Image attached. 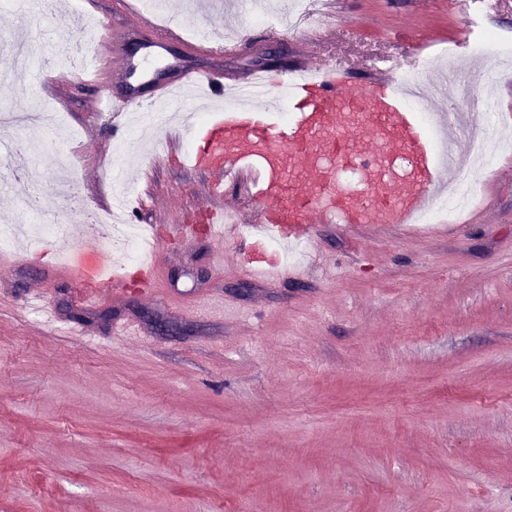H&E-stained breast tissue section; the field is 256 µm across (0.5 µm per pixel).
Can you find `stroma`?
<instances>
[{
    "instance_id": "stroma-1",
    "label": "stroma",
    "mask_w": 512,
    "mask_h": 512,
    "mask_svg": "<svg viewBox=\"0 0 512 512\" xmlns=\"http://www.w3.org/2000/svg\"><path fill=\"white\" fill-rule=\"evenodd\" d=\"M338 0L318 44L278 23L224 58L238 79L276 54L283 70L309 57L352 77L379 58L431 42L418 68L431 82L463 68L448 54L465 19L512 32V0ZM83 0H0V55L40 30L23 78L0 72V110L47 105L62 127L0 128V216L60 224L79 237L85 208L111 205L109 176L122 117L96 111L122 96L107 79L117 56L94 57ZM97 78L55 97L70 64ZM203 57L173 44L151 56L143 92L162 95ZM501 106L496 137L512 142V56L482 60ZM30 147L8 177V152ZM71 153V194L47 191L52 151ZM155 202L136 213L161 237L159 278L122 299L60 273L55 242L11 239L0 260V512H512V162L468 171L475 204L443 224L360 236L316 227L309 274H245L233 240L207 238L206 174L176 159L151 167ZM224 254L214 267L212 251ZM208 271L204 283L191 272ZM38 293L43 304H28ZM222 297L223 312L199 309ZM136 321V336L113 322ZM73 332L63 335L60 325Z\"/></svg>"
}]
</instances>
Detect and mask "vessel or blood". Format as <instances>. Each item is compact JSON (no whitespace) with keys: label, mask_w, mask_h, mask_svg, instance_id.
<instances>
[{"label":"vessel or blood","mask_w":512,"mask_h":512,"mask_svg":"<svg viewBox=\"0 0 512 512\" xmlns=\"http://www.w3.org/2000/svg\"><path fill=\"white\" fill-rule=\"evenodd\" d=\"M112 8L130 27L150 31L156 48L179 44L203 55L220 48L230 56L255 36L244 28L221 43L208 36L190 39L185 35L189 23L179 11H171L162 23L154 12L136 8L134 0H112ZM393 72L387 65L366 78H347L337 76L333 66L301 61L276 83L262 68L233 81L221 80L213 70L188 69L166 86L162 98L142 100L134 93L103 98L99 109L153 113L170 103L178 111L186 107L204 113V120L192 125L198 137L185 161L209 176L208 205L218 220L211 235L241 233L240 250L255 278H299L306 265L286 262L272 250L273 241L310 243L313 225L339 221L354 235L406 226L434 202L458 159L448 112L434 111L432 123H425L406 105ZM283 109L288 112L284 118L279 115ZM350 113L363 114L368 137L350 130ZM396 155L409 166L400 186L377 180L359 195L337 197L338 167L357 162L369 175ZM228 184L243 186L254 209L226 208ZM95 279L123 296L126 268L105 257L97 264Z\"/></svg>","instance_id":"1"}]
</instances>
